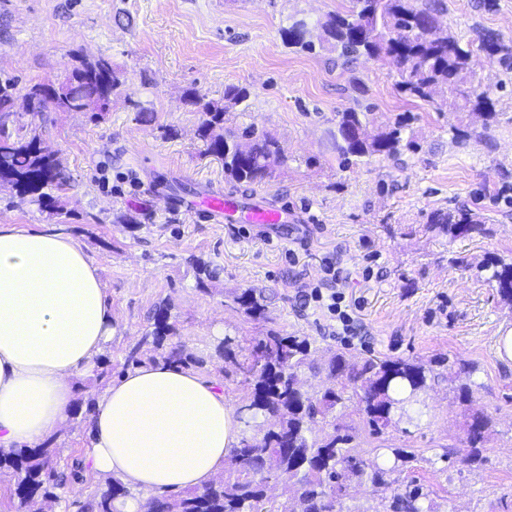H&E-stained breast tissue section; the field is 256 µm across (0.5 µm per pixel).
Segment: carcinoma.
<instances>
[{
    "mask_svg": "<svg viewBox=\"0 0 512 512\" xmlns=\"http://www.w3.org/2000/svg\"><path fill=\"white\" fill-rule=\"evenodd\" d=\"M444 0H350L343 13L330 16L322 24L326 41L339 56L389 58L399 76V90L412 98L430 102L445 88L459 92L461 100L449 107L466 109L489 105L487 92L479 94L460 90L466 84L472 51L448 32L435 28L438 15L447 11ZM306 24L296 21L285 34L290 45L308 50L313 44L305 40ZM478 48L506 62L512 47L493 34L479 39ZM123 81L112 61L105 57L88 60L64 81L39 84L27 96L35 101L34 111L52 106L60 112H90L98 118L108 111L112 99L120 95ZM190 103L200 112L198 135L206 152L224 163V174L238 184L259 185L266 180L271 161L283 155L278 140L267 132L249 127L242 136L251 140L250 151L243 156L235 150L238 137L224 129L226 106L204 101L193 91L187 92ZM336 150L344 158L394 157L403 150L418 149L415 140L403 137L411 117L398 120L369 139H360L358 127L364 125L365 113L353 109L338 113ZM0 184L14 188L22 197L42 211L63 210L61 198L52 194L64 186L61 159L41 146L35 130L22 112L15 114L12 126L0 127ZM429 229L458 239L482 237L487 229L484 221L466 207L437 210L428 216ZM195 288L203 294L215 291L220 269L203 259H192ZM490 272L488 280L497 285L500 301L512 306V262L494 258L483 266ZM233 305L258 322L267 323L270 298L252 289L235 291ZM176 324L171 322L168 305L158 306L145 332L125 350L123 367L143 364L175 365L190 369L199 365L195 357L173 342ZM312 342L306 337L292 336L267 328L253 338L252 360L238 363L241 383L251 390L248 414L266 423L262 433L242 436L239 447L228 457L229 469L224 478L202 490L182 492L150 499L148 512H292L287 496L282 502L265 497L266 484L281 474L292 475L293 486L303 503L302 512H342L343 500L354 480H367L374 486L388 484L387 477L414 458L403 448L391 449L393 463L380 464L366 457L361 437L375 440L385 435L395 418L408 412L420 393L434 380L433 369L405 358L380 361L369 359L362 365H351L336 354L319 368L326 374L327 385L314 395L299 382V372L314 368L309 361ZM92 380L112 378L108 355L95 360ZM473 369L464 364L456 376L458 399L471 398ZM321 425L320 433L313 431ZM492 426L491 417L475 411L463 428L462 462L472 465L480 461ZM54 434L42 446L32 450L0 452V477L14 480V495L20 512H39L37 505L58 501L84 481L83 463L75 459L59 469L52 465L63 448ZM103 490L89 493L78 500V512H117L115 502L132 495L118 477L103 475ZM393 512H435L429 495L416 488L393 501Z\"/></svg>",
    "mask_w": 512,
    "mask_h": 512,
    "instance_id": "1",
    "label": "carcinoma"
}]
</instances>
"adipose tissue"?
Here are the masks:
<instances>
[{"label": "adipose tissue", "instance_id": "obj_1", "mask_svg": "<svg viewBox=\"0 0 512 512\" xmlns=\"http://www.w3.org/2000/svg\"><path fill=\"white\" fill-rule=\"evenodd\" d=\"M113 334L112 302L77 241L0 224V451L37 447L66 428L72 380L92 376ZM241 434L221 384L143 365L98 393L85 449L94 471L133 489L120 512H146L153 495L223 475Z\"/></svg>", "mask_w": 512, "mask_h": 512}]
</instances>
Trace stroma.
<instances>
[{
	"instance_id": "obj_1",
	"label": "stroma",
	"mask_w": 512,
	"mask_h": 512,
	"mask_svg": "<svg viewBox=\"0 0 512 512\" xmlns=\"http://www.w3.org/2000/svg\"><path fill=\"white\" fill-rule=\"evenodd\" d=\"M449 35L477 43L493 32L512 42V0H446ZM349 0H0V84H14L15 109L40 83L64 81L82 61L111 59L123 95L102 118L45 109L32 119L44 147L61 157L63 211L51 215L0 187V224L51 230L77 240L99 266L112 298L115 334L105 352L113 377L124 352L145 331L148 315L169 303L179 341L202 360L200 375L217 380L227 401L247 391L218 347L236 338L240 356L261 330L228 304L230 292L269 295L272 324L312 343L321 364L336 353L351 362L410 358L434 366L436 378L418 411L401 418L387 446L414 458L396 489L353 484L343 512H389L394 492L422 487L436 512H512V359L500 338L512 330V308L500 303L483 267L490 256L512 259V69L475 51L470 82L489 91L494 115L482 121L405 97L387 61L340 58L320 47L322 23ZM305 21L308 53L288 46L283 31ZM246 88L224 126H255L275 136L285 160L265 183L239 186L205 153L196 90L223 102L225 87ZM366 113L367 133L407 116L417 152L344 163L334 135L339 112ZM476 130L455 143L451 127ZM222 192L241 208L281 212L279 224L207 217L200 202ZM480 212L488 233L460 239L427 231L430 212L458 206ZM463 257L460 266L450 256ZM198 256L223 273L215 292L194 288L188 260ZM348 273L347 309L356 336L310 293L327 263ZM475 367L470 405L457 398L450 367ZM493 418L481 465L454 451L466 409Z\"/></svg>"
}]
</instances>
